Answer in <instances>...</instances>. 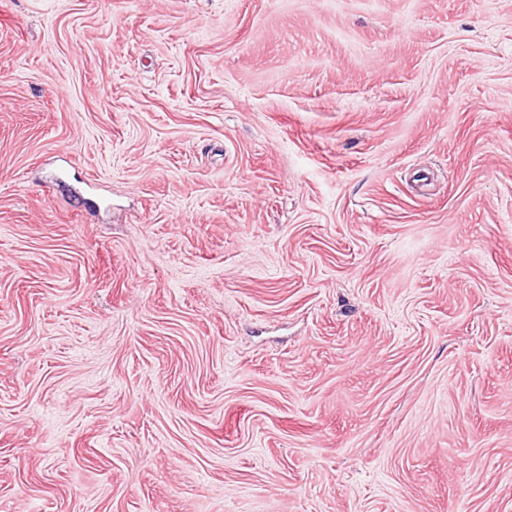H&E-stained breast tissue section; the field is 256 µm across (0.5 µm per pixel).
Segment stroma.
<instances>
[{
	"label": "stroma",
	"instance_id": "stroma-1",
	"mask_svg": "<svg viewBox=\"0 0 512 512\" xmlns=\"http://www.w3.org/2000/svg\"><path fill=\"white\" fill-rule=\"evenodd\" d=\"M0 512H512V0H0Z\"/></svg>",
	"mask_w": 512,
	"mask_h": 512
}]
</instances>
